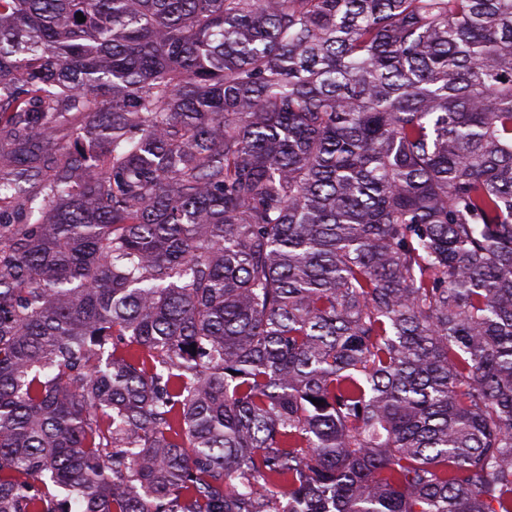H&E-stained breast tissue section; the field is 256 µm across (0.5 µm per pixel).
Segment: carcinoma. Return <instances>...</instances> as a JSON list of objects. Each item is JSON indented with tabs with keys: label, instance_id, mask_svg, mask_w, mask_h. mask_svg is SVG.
I'll use <instances>...</instances> for the list:
<instances>
[{
	"label": "carcinoma",
	"instance_id": "cac0c4a2",
	"mask_svg": "<svg viewBox=\"0 0 512 512\" xmlns=\"http://www.w3.org/2000/svg\"><path fill=\"white\" fill-rule=\"evenodd\" d=\"M0 141V512H512V0H0Z\"/></svg>",
	"mask_w": 512,
	"mask_h": 512
}]
</instances>
